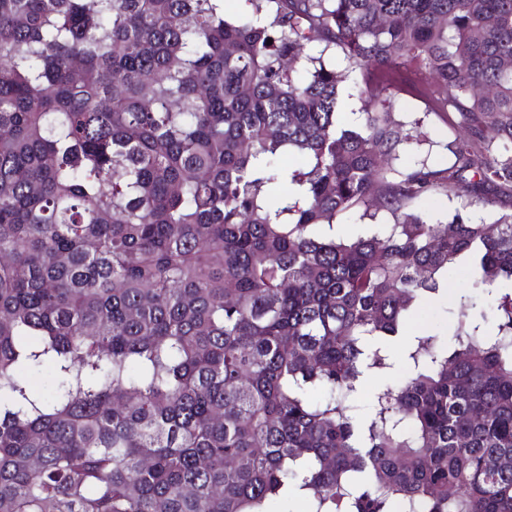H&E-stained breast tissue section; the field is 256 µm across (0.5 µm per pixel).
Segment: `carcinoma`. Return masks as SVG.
Here are the masks:
<instances>
[{
    "label": "carcinoma",
    "mask_w": 512,
    "mask_h": 512,
    "mask_svg": "<svg viewBox=\"0 0 512 512\" xmlns=\"http://www.w3.org/2000/svg\"><path fill=\"white\" fill-rule=\"evenodd\" d=\"M248 2L0 0V512H512V291L352 413L512 284V0ZM411 68L444 164H391ZM356 74L351 73L349 79L343 85V98L344 106L341 110L340 121L346 128L353 127L359 119V112H361L362 102L358 97L357 89L355 87ZM460 199L451 196L450 199L443 195L429 200L418 201L414 208L427 220H445L460 204ZM362 211L348 215L340 220L336 221V224H341V230L348 236H353L361 231L362 225L364 224H390L392 223L391 216L383 210H379L376 213L375 218L365 216L361 218ZM467 286L461 281L460 276L454 277L448 281V299L441 298L438 301H432L422 305L423 312L418 318L412 319L407 323L402 331L405 338H411L415 335H422L427 332L439 333L443 338L451 342L452 336L448 329V315L446 310L454 311L456 308V294ZM447 335V336H446ZM394 371L391 375L384 376H368L364 381V387L365 391L362 395L358 398L355 405L357 406V409L360 412L367 411L369 404L372 400L373 393L380 388V386H383L387 384V381L389 379H392L393 381L398 380L403 372H404V364L402 362V359L398 353V343L394 344Z\"/></svg>",
    "instance_id": "obj_1"
}]
</instances>
